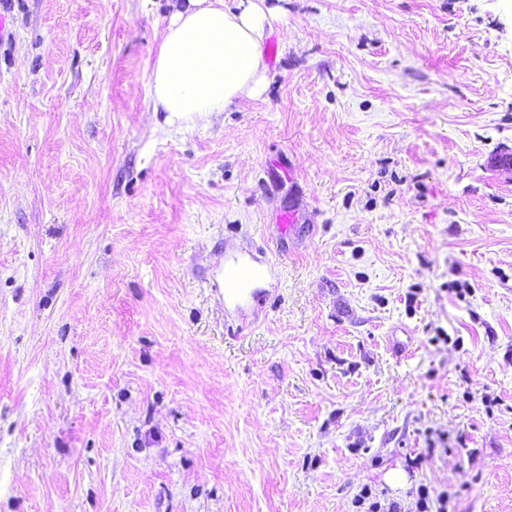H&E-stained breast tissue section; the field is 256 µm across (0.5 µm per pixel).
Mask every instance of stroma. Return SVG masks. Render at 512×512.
I'll return each mask as SVG.
<instances>
[{"label":"stroma","mask_w":512,"mask_h":512,"mask_svg":"<svg viewBox=\"0 0 512 512\" xmlns=\"http://www.w3.org/2000/svg\"><path fill=\"white\" fill-rule=\"evenodd\" d=\"M263 6L186 128L169 0H0V512H512V0ZM276 272V266L267 261L251 264L242 260L241 256H230L224 260V307L226 310L240 311L243 303L252 296L250 286L260 276L264 278ZM370 487H363L355 496L353 504L357 508L367 510L359 512H447L448 495L439 493L434 495L426 485H420L415 492L410 493L413 501L407 504V509L397 501H392L383 506L380 501L373 497ZM435 508L436 510H432Z\"/></svg>","instance_id":"35a3bbf8"}]
</instances>
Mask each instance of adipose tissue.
I'll return each mask as SVG.
<instances>
[{
	"mask_svg": "<svg viewBox=\"0 0 512 512\" xmlns=\"http://www.w3.org/2000/svg\"><path fill=\"white\" fill-rule=\"evenodd\" d=\"M264 0H175L151 73L153 111L173 126L257 95L267 80Z\"/></svg>",
	"mask_w": 512,
	"mask_h": 512,
	"instance_id": "obj_1",
	"label": "adipose tissue"
}]
</instances>
